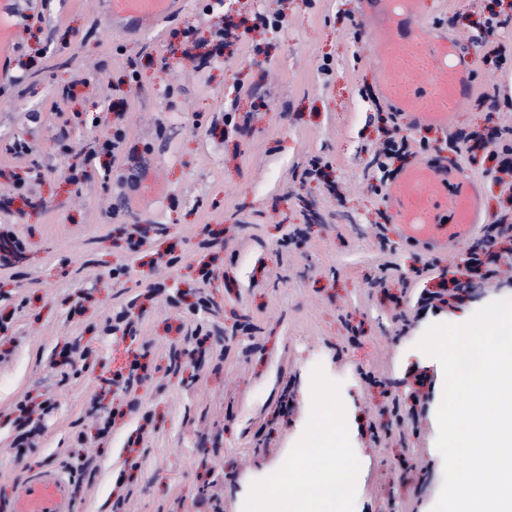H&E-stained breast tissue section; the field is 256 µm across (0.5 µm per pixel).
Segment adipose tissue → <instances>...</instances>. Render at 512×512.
I'll return each instance as SVG.
<instances>
[{
    "mask_svg": "<svg viewBox=\"0 0 512 512\" xmlns=\"http://www.w3.org/2000/svg\"><path fill=\"white\" fill-rule=\"evenodd\" d=\"M312 453L319 471L318 480H310L306 472L277 479L266 512H336L337 488L345 482L346 472L338 455L333 433H324Z\"/></svg>",
    "mask_w": 512,
    "mask_h": 512,
    "instance_id": "obj_1",
    "label": "adipose tissue"
}]
</instances>
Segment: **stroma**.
<instances>
[{"mask_svg":"<svg viewBox=\"0 0 512 512\" xmlns=\"http://www.w3.org/2000/svg\"><path fill=\"white\" fill-rule=\"evenodd\" d=\"M179 0L153 29L115 26L104 0H0V501L28 470L72 480L73 512H262L314 431L352 468L342 512H431L444 375L416 343L512 298V238L470 275L480 237L428 252L389 220L371 159L381 93L362 0ZM476 59L447 126L413 130L404 166L436 157L512 225V182L458 130L512 144V0H420ZM501 22L481 38L489 11ZM284 26L245 29L258 13ZM210 63L194 71L192 58ZM239 124L224 123L225 112ZM127 130L116 161L86 155ZM26 157L6 153L14 141ZM88 169L75 183L73 170ZM161 226L139 251L136 227ZM178 257L166 265L165 256ZM462 300L423 311L441 277ZM129 308L134 333L108 331ZM205 354H196V344ZM135 374L131 393L112 383ZM46 403L16 454L19 402Z\"/></svg>","mask_w":512,"mask_h":512,"instance_id":"1","label":"stroma"}]
</instances>
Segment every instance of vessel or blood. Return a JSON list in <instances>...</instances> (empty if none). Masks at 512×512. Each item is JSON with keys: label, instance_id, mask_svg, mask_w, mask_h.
Returning a JSON list of instances; mask_svg holds the SVG:
<instances>
[{"label": "vessel or blood", "instance_id": "1", "mask_svg": "<svg viewBox=\"0 0 512 512\" xmlns=\"http://www.w3.org/2000/svg\"><path fill=\"white\" fill-rule=\"evenodd\" d=\"M376 9L369 42L381 88L415 129L447 125L469 96L475 66L433 30L419 0H369ZM174 0H108L113 20L141 24L166 18ZM386 196L390 218L403 236L435 248L452 247L480 230V189L447 165L426 160L401 170ZM72 485L56 468H36L14 484L5 512H72Z\"/></svg>", "mask_w": 512, "mask_h": 512}]
</instances>
